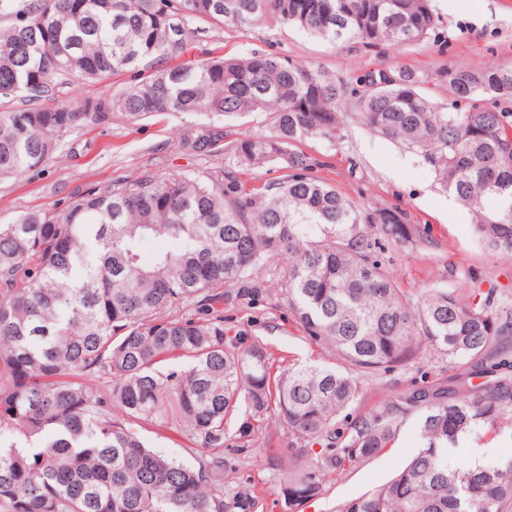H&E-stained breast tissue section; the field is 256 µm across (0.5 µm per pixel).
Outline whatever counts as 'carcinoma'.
<instances>
[{
  "label": "carcinoma",
  "mask_w": 512,
  "mask_h": 512,
  "mask_svg": "<svg viewBox=\"0 0 512 512\" xmlns=\"http://www.w3.org/2000/svg\"><path fill=\"white\" fill-rule=\"evenodd\" d=\"M0 180L41 169L65 140L114 112L137 122L202 112L180 142L227 155L198 172L144 171L74 191L61 212L0 224V512H228L224 449L288 430V512L418 416L422 447L334 512H512V453L448 465L477 431L512 441V298L497 289L403 291L374 254L428 242L400 205L357 203L295 150L336 148L346 118L405 146L468 210L488 250L512 254V68L440 69L449 97L406 67L336 78L254 48L183 61L198 21L271 20L353 53H384L438 29L434 0H0ZM136 79L93 112L37 102L64 83ZM265 113L269 128L234 122ZM286 171L258 186L246 171ZM163 243L148 261L142 244ZM272 286L331 364L274 368L268 345L224 328V289ZM457 366L410 382L346 426L362 377L432 358ZM480 383L473 384V379ZM149 424L183 434L195 463L146 446ZM319 452H313L314 447Z\"/></svg>",
  "instance_id": "1"
}]
</instances>
